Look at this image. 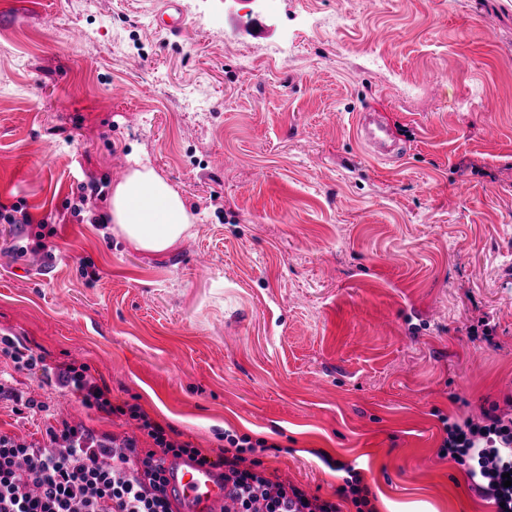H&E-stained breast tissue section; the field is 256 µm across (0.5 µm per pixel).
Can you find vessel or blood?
Returning <instances> with one entry per match:
<instances>
[{"instance_id": "vessel-or-blood-1", "label": "vessel or blood", "mask_w": 512, "mask_h": 512, "mask_svg": "<svg viewBox=\"0 0 512 512\" xmlns=\"http://www.w3.org/2000/svg\"><path fill=\"white\" fill-rule=\"evenodd\" d=\"M357 135L377 157L402 154L404 146L395 137L381 113L365 109L356 116ZM167 494L173 512H223L224 477L218 467H202L186 459L168 461Z\"/></svg>"}]
</instances>
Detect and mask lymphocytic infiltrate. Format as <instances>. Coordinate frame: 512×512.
Masks as SVG:
<instances>
[{
  "mask_svg": "<svg viewBox=\"0 0 512 512\" xmlns=\"http://www.w3.org/2000/svg\"><path fill=\"white\" fill-rule=\"evenodd\" d=\"M0 358L14 371L41 370L56 383L77 392L89 409L116 413L106 390L95 382L86 366H49L18 337L0 336ZM154 443L139 451L135 440L114 444L105 437L68 420L46 429L44 443L16 441L0 434V512H172L166 490V459L189 458L209 464L192 443L172 439L139 406H126ZM445 437L440 457L461 466L478 492L490 500L495 512H512V415L489 409L481 420L442 418ZM228 448L218 464L224 469V512H342L343 502L368 506V490L354 468H347L343 485L329 500L308 494L301 487L266 476L256 461L245 457L250 437L225 433Z\"/></svg>",
  "mask_w": 512,
  "mask_h": 512,
  "instance_id": "lymphocytic-infiltrate-1",
  "label": "lymphocytic infiltrate"
}]
</instances>
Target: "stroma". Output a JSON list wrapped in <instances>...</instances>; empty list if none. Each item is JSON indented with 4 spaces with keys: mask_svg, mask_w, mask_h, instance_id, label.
Returning <instances> with one entry per match:
<instances>
[{
    "mask_svg": "<svg viewBox=\"0 0 512 512\" xmlns=\"http://www.w3.org/2000/svg\"><path fill=\"white\" fill-rule=\"evenodd\" d=\"M0 0V336L87 365L211 458L224 434L374 512H493L440 416L512 402V0ZM408 152L373 159L356 114ZM195 216L164 253L102 223L134 163ZM95 196L79 204V185ZM0 433L128 417L24 371ZM348 477L345 478L344 484L336 489V497L341 502H350L357 508V512H373L372 508L364 510L370 503L368 499V490L361 485L362 479L353 467H345Z\"/></svg>",
    "mask_w": 512,
    "mask_h": 512,
    "instance_id": "obj_1",
    "label": "stroma"
}]
</instances>
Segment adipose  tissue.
<instances>
[{"instance_id": "1", "label": "adipose tissue", "mask_w": 512, "mask_h": 512, "mask_svg": "<svg viewBox=\"0 0 512 512\" xmlns=\"http://www.w3.org/2000/svg\"><path fill=\"white\" fill-rule=\"evenodd\" d=\"M108 218L116 235L154 253L173 248L195 220L177 188L146 166L113 187Z\"/></svg>"}]
</instances>
